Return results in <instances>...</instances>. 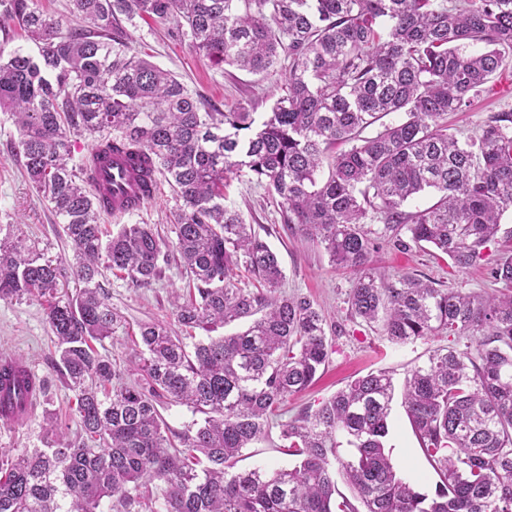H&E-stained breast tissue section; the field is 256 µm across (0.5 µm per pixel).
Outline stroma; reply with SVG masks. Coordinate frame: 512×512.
Returning <instances> with one entry per match:
<instances>
[{
	"label": "stroma",
	"instance_id": "1",
	"mask_svg": "<svg viewBox=\"0 0 512 512\" xmlns=\"http://www.w3.org/2000/svg\"><path fill=\"white\" fill-rule=\"evenodd\" d=\"M140 56L175 74L187 88L224 112L246 110L256 114L269 111L281 95L278 74L252 75L229 66H217L196 52L187 40L173 35L172 26L149 17L122 20ZM512 106V70L496 80L492 93L476 98L464 112L448 117V124L459 137L477 133L495 111ZM15 127L0 112V225H11L14 232L38 241L48 256L71 259L72 249L62 232L59 218L28 184L15 156ZM228 205L239 210L247 223L267 240L277 253L285 278L283 289L312 300L335 324L329 334L332 353L328 367L318 373L313 385L290 397L288 414L318 404L344 388L351 380L368 372L390 371L395 383L424 361L430 350L447 346L444 336H431L408 344H395L380 332L370 330L351 317L346 303L353 284L350 271L334 266L323 249L307 240L291 236L282 222L278 203L262 187L247 178L233 180L226 190ZM180 206L166 181H159L155 197L138 213L129 216L132 224L154 226L164 240H172L170 227ZM512 255V239L501 238L492 245L485 259L467 272H454L449 261L433 258L431 251L418 247L407 250L382 247L373 256L374 267L391 274H409L430 279L447 288L489 292L496 284L489 267L500 257ZM187 274L179 264L166 266L160 281L149 288H134L112 274L101 283L113 307L130 325L141 321H167L171 318V291L183 287ZM12 356L29 366L43 380L45 389L29 420L18 426L0 425V445L19 451L40 447L45 411L70 416L75 400L56 367L58 354L42 305L34 300L0 301V356ZM387 444L397 470L425 492H433L437 475L424 458L400 402H393Z\"/></svg>",
	"mask_w": 512,
	"mask_h": 512
}]
</instances>
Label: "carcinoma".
<instances>
[{
  "instance_id": "obj_1",
  "label": "carcinoma",
  "mask_w": 512,
  "mask_h": 512,
  "mask_svg": "<svg viewBox=\"0 0 512 512\" xmlns=\"http://www.w3.org/2000/svg\"><path fill=\"white\" fill-rule=\"evenodd\" d=\"M69 2L76 27L38 0H0L37 48L7 53L0 43V112L11 114L25 176L73 251L66 268L23 236H0V300L44 306L77 404L73 438L47 412L42 447L0 446V512H512V256L490 270L504 285L495 296L371 263L383 244H426L464 273L496 242L512 209V108L465 141L447 116L512 67V0ZM122 15L174 23L216 64L279 68L285 93L259 123L219 111L140 57ZM75 134L104 153L141 156L182 201L172 249L189 279L173 292L174 323L245 329L197 340L142 322L124 364L99 352L125 324L98 278L109 271L147 288L170 254L148 224L104 225L112 212L93 191L98 155L71 164ZM244 174L278 201L288 230L353 271L351 316L396 344L463 343L429 351L402 387L438 476L433 494L387 450L395 382L386 370L280 420L329 361L328 323L310 299L282 291L276 253L226 204L224 189ZM426 191L430 206L404 210ZM240 268L258 286L239 287ZM164 398L202 421L172 430ZM275 426L292 465L234 470Z\"/></svg>"
}]
</instances>
